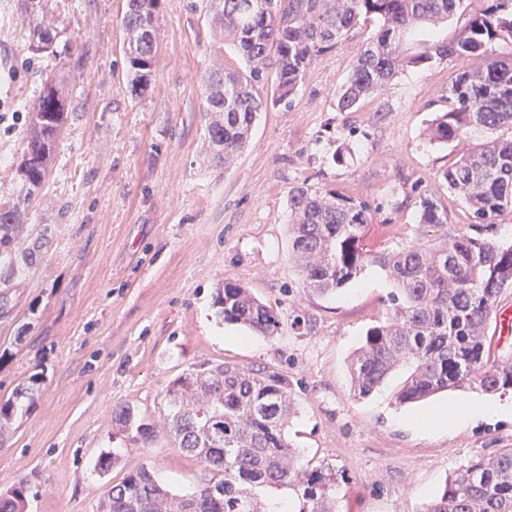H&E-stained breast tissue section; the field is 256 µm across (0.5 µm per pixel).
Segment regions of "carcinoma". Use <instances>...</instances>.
<instances>
[{
  "label": "carcinoma",
  "instance_id": "obj_1",
  "mask_svg": "<svg viewBox=\"0 0 512 512\" xmlns=\"http://www.w3.org/2000/svg\"><path fill=\"white\" fill-rule=\"evenodd\" d=\"M53 0H21L28 50L47 57L60 34ZM463 0H201L212 31L213 52L228 43L245 67L219 63L202 78L206 107L203 161L229 167L247 146L255 121L268 104H291L312 62L343 41L360 22L376 18L378 32L354 58L337 97L340 112H355L365 99L410 68L453 58L485 59L481 69L462 67L453 77L448 111L430 128L439 143L472 130L489 137L467 152L442 178L482 224L512 211V139L494 133L512 128V0H470L466 24L451 41L434 30L447 24ZM163 0H125L121 26L131 86L150 81ZM416 49L405 48L409 40ZM272 84L269 97L261 96ZM71 90L45 82L28 106L21 152L0 191V263L26 267L41 255L27 244L28 206L52 173L61 131L68 121ZM369 202L347 194L299 188L289 197V251L303 287L334 293L377 263L394 284L385 320L368 328L349 357L350 391L364 398L397 369L406 378L395 394L399 405L425 401L448 390L512 391V356L491 358L487 328L503 290L512 285V244L460 234L414 242L372 255L364 249ZM419 223L439 227L447 212L421 198ZM217 317L261 336L282 329L278 308L258 299L235 278L219 281ZM39 375L0 400V436L8 432L33 395ZM160 420L144 423L125 407L112 426L150 443L162 430L213 476L183 494H173L143 467L106 490L97 512H268V502L288 499V512H336L343 472L333 464L304 468L288 440L297 402L288 377L264 367L240 368L202 361L175 378L163 395ZM24 486L0 495V512H24ZM424 512H512V448L481 458L445 480Z\"/></svg>",
  "mask_w": 512,
  "mask_h": 512
}]
</instances>
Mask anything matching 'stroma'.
<instances>
[{
	"label": "stroma",
	"mask_w": 512,
	"mask_h": 512,
	"mask_svg": "<svg viewBox=\"0 0 512 512\" xmlns=\"http://www.w3.org/2000/svg\"><path fill=\"white\" fill-rule=\"evenodd\" d=\"M189 2L164 0L153 76L135 90L119 25L124 0H60L51 58L28 52L17 0H0V182L20 151L25 105L45 79L66 78L73 108L28 215L46 252L19 278L0 266V398L41 376L0 443V492L23 484L24 512H96L106 489L144 466L175 492L207 481L210 471L165 433L141 445L113 430L112 415L129 406L158 420L167 385L209 360L287 375L298 407L288 438L302 464L344 471L338 512H423L448 477L512 448V422L416 430L412 415L475 393L399 406L401 370L370 396H351L348 358L385 317L393 284L371 263L334 294L304 290L288 256V196L304 186L373 202L364 244L374 253L476 235L442 173L484 134L448 144L426 135L448 109L459 63L407 70L358 111H338L354 56L379 29L359 24L312 63L291 106L260 114L231 168L212 170L199 158L200 78L216 58L207 18ZM423 193L447 209V224L420 227ZM227 274L278 306L277 335L219 321L215 287ZM105 453L115 462L103 471Z\"/></svg>",
	"instance_id": "stroma-1"
}]
</instances>
